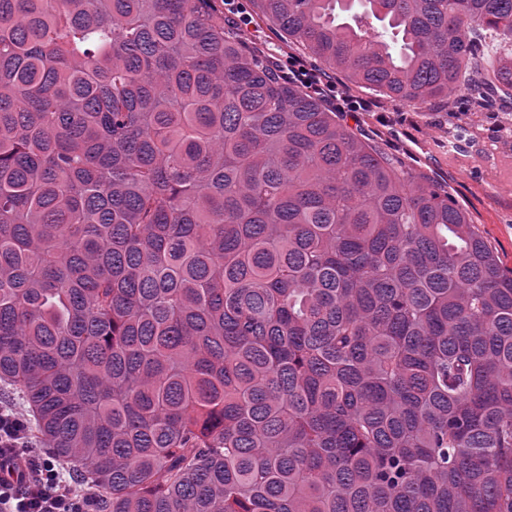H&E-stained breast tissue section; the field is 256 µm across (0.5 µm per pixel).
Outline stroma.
Here are the masks:
<instances>
[{"label":"stroma","mask_w":512,"mask_h":512,"mask_svg":"<svg viewBox=\"0 0 512 512\" xmlns=\"http://www.w3.org/2000/svg\"><path fill=\"white\" fill-rule=\"evenodd\" d=\"M458 99L429 108L395 105L389 121L367 112L350 120L354 131L417 173L446 184L476 232L512 271V149L485 143L448 145V116Z\"/></svg>","instance_id":"stroma-1"}]
</instances>
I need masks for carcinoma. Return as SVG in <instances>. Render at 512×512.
I'll list each match as a JSON object with an SVG mask.
<instances>
[{
	"label": "carcinoma",
	"instance_id": "cac0c4a2",
	"mask_svg": "<svg viewBox=\"0 0 512 512\" xmlns=\"http://www.w3.org/2000/svg\"><path fill=\"white\" fill-rule=\"evenodd\" d=\"M398 104H512V0H253ZM0 385L97 512H512V276L220 0H0Z\"/></svg>",
	"mask_w": 512,
	"mask_h": 512
}]
</instances>
